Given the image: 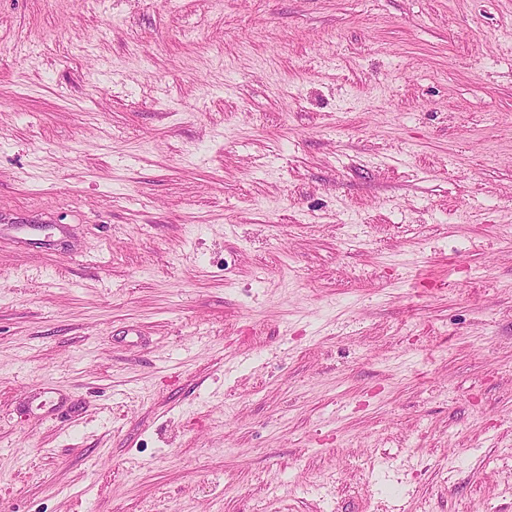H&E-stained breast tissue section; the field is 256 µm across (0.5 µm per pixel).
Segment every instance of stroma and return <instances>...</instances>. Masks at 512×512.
<instances>
[{"label":"stroma","instance_id":"obj_1","mask_svg":"<svg viewBox=\"0 0 512 512\" xmlns=\"http://www.w3.org/2000/svg\"><path fill=\"white\" fill-rule=\"evenodd\" d=\"M0 512H512V0H0Z\"/></svg>","mask_w":512,"mask_h":512}]
</instances>
